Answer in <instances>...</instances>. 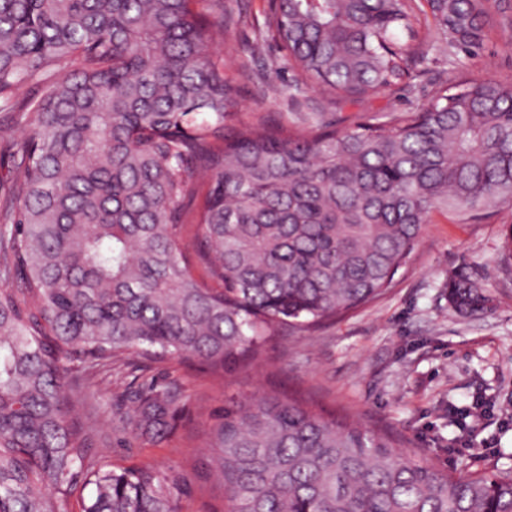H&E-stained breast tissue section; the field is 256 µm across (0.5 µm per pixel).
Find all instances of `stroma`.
Wrapping results in <instances>:
<instances>
[{"instance_id":"stroma-1","label":"stroma","mask_w":512,"mask_h":512,"mask_svg":"<svg viewBox=\"0 0 512 512\" xmlns=\"http://www.w3.org/2000/svg\"><path fill=\"white\" fill-rule=\"evenodd\" d=\"M502 2L508 22L489 27L483 51L467 69L434 63L417 88L396 86L361 104H335L310 88L302 111L322 112L348 126L362 112L421 107L436 81L512 78V0ZM224 6L232 20L212 52L238 89L229 123L245 126L261 114L293 111L288 87L295 72L283 51L271 43L262 55L253 53L268 0H224ZM511 229L512 206L469 224L433 213L386 295L314 331L283 332L267 346L270 365L218 379L175 360L143 368L142 380L174 382L183 394L184 416L163 443L132 438L121 427L116 402L129 382L127 367L97 371L92 389L98 439L106 442L113 463H150L189 474L202 462L201 450L225 401H247L266 391L389 432L402 452L455 473L512 470V278L500 263ZM463 267L491 299L481 315H460L448 303L444 284Z\"/></svg>"}]
</instances>
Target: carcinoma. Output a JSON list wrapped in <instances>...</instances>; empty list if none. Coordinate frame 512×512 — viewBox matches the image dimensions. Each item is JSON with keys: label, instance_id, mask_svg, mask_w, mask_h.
I'll return each mask as SVG.
<instances>
[{"label": "carcinoma", "instance_id": "obj_1", "mask_svg": "<svg viewBox=\"0 0 512 512\" xmlns=\"http://www.w3.org/2000/svg\"><path fill=\"white\" fill-rule=\"evenodd\" d=\"M491 0H275L272 39L298 78L364 100L464 69ZM221 0H0V109L17 138L0 197V512H182L176 468L119 466L94 447L91 376L134 354L211 375L252 365L383 296L429 214L512 203V79L433 86L426 105L225 124L214 61ZM44 87L39 97L20 93ZM198 226L181 247L184 204ZM196 261L203 270L197 276ZM458 313L489 309L465 270ZM123 430L165 441L171 384L132 380ZM198 477L226 512H512V472L459 476L392 439L276 395L229 398Z\"/></svg>", "mask_w": 512, "mask_h": 512}]
</instances>
